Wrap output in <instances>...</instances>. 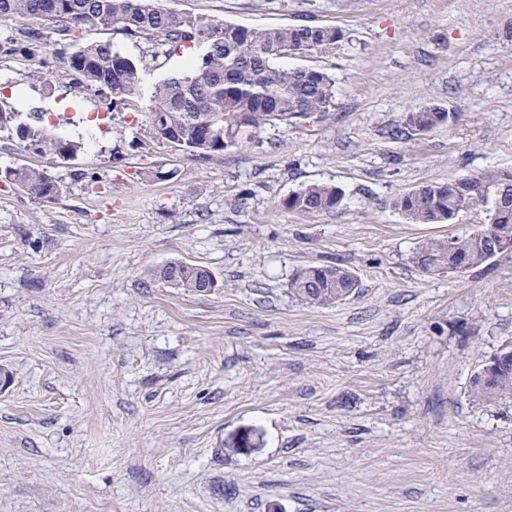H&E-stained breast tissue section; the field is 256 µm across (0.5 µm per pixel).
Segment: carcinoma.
<instances>
[{"label": "carcinoma", "mask_w": 512, "mask_h": 512, "mask_svg": "<svg viewBox=\"0 0 512 512\" xmlns=\"http://www.w3.org/2000/svg\"><path fill=\"white\" fill-rule=\"evenodd\" d=\"M17 16L41 18L55 43L74 38L85 27L116 28L131 39L154 46L152 58L168 57L188 48L195 52L189 69L180 77L155 84L146 117L153 134L192 156L221 153L244 143H255L266 126L321 118L331 112L335 81L318 68L276 65L284 58L327 56L345 39L342 29L306 21L280 28L249 29L228 22L181 16L162 7L159 0H0V22ZM49 36L40 30H12L0 35V55L38 57ZM62 68L86 88L102 96L110 108L141 95L145 66L108 43L82 45L60 52ZM10 106H0V132L27 150L40 146L39 156H75L80 141L65 139L31 112L26 120ZM455 119L445 108L431 104L405 115L393 135L425 132ZM208 123L214 135L207 140L200 128ZM11 182L36 198L51 201L60 185L45 171L7 168L0 181ZM344 191L332 184L311 183L292 192L280 206L298 214L339 209ZM393 207L411 224H454L471 210L485 213L486 224L467 236L430 239L411 256L422 272L453 273L479 267L499 252L512 251V169H490L452 182L424 183L400 194ZM156 275L189 293L216 287L209 270L184 262H169ZM292 294L311 305L343 301L358 290V280L342 267L309 265L296 269L288 282ZM486 390L479 387L480 372L470 381L471 394L486 402L512 396V359L497 364Z\"/></svg>", "instance_id": "1"}]
</instances>
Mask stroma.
Returning <instances> with one entry per match:
<instances>
[{
	"mask_svg": "<svg viewBox=\"0 0 512 512\" xmlns=\"http://www.w3.org/2000/svg\"><path fill=\"white\" fill-rule=\"evenodd\" d=\"M249 28L304 15L341 28L330 56L289 59L336 81L323 119L198 158L154 137L141 105L105 108L45 52L44 77L0 56V100L83 141L76 159L21 152L54 201L0 182V512H512V397L470 379L512 344V252L425 274L424 240L484 222L410 224L393 200L426 182L512 169V0H161ZM147 65L145 91L185 73L146 40L86 28ZM430 104L454 122L402 138ZM174 170V179L162 174ZM324 182L341 208L280 199ZM171 261L206 268L192 294ZM307 265L360 288L312 306L288 289ZM260 448H230L242 428ZM156 275L188 293H205L215 288L217 284L209 270L184 262H169L160 268ZM208 283L211 288H207Z\"/></svg>",
	"mask_w": 512,
	"mask_h": 512,
	"instance_id": "stroma-1",
	"label": "stroma"
}]
</instances>
